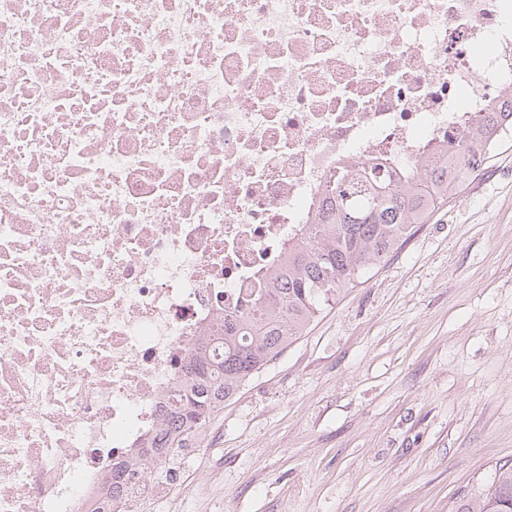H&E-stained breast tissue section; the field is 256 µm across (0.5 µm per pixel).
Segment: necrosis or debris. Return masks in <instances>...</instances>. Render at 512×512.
<instances>
[{
	"mask_svg": "<svg viewBox=\"0 0 512 512\" xmlns=\"http://www.w3.org/2000/svg\"><path fill=\"white\" fill-rule=\"evenodd\" d=\"M512 95V0H0V512H91L330 180Z\"/></svg>",
	"mask_w": 512,
	"mask_h": 512,
	"instance_id": "1",
	"label": "necrosis or debris"
}]
</instances>
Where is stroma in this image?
<instances>
[{
  "label": "stroma",
  "instance_id": "obj_1",
  "mask_svg": "<svg viewBox=\"0 0 512 512\" xmlns=\"http://www.w3.org/2000/svg\"><path fill=\"white\" fill-rule=\"evenodd\" d=\"M512 465V139L224 404L155 512H456Z\"/></svg>",
  "mask_w": 512,
  "mask_h": 512
}]
</instances>
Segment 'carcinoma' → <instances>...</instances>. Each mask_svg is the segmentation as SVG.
I'll return each mask as SVG.
<instances>
[{
  "label": "carcinoma",
  "instance_id": "cac0c4a2",
  "mask_svg": "<svg viewBox=\"0 0 512 512\" xmlns=\"http://www.w3.org/2000/svg\"><path fill=\"white\" fill-rule=\"evenodd\" d=\"M469 147L446 168L410 178L380 177L360 168L336 178L333 201L301 236L288 245L284 266L262 278L242 313L224 321L212 349H199L186 365L188 384L169 408L166 423L147 447L169 456L190 448L197 435L267 364L374 266L385 261L435 212L458 195L500 144L494 128L468 134ZM129 462L112 469L102 512L123 494ZM457 512H512V465H502L478 499L460 500Z\"/></svg>",
  "mask_w": 512,
  "mask_h": 512
}]
</instances>
